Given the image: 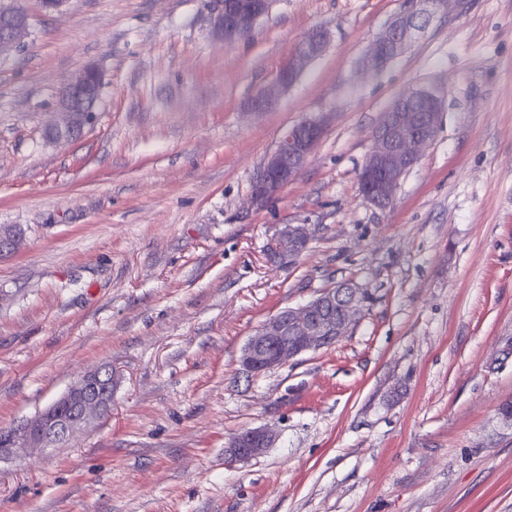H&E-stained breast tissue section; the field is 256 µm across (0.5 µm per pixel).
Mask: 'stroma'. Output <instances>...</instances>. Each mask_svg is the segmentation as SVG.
<instances>
[{
  "label": "stroma",
  "instance_id": "stroma-1",
  "mask_svg": "<svg viewBox=\"0 0 512 512\" xmlns=\"http://www.w3.org/2000/svg\"><path fill=\"white\" fill-rule=\"evenodd\" d=\"M0 55V429L111 366L112 407L64 446L0 460V512H512V0H449L382 72L399 0H271L225 45L214 0H69ZM331 39L272 108L250 101L316 28ZM94 66L96 118L52 142L59 93ZM442 102L391 209L358 173L399 95ZM322 119L265 206L254 174ZM311 240L292 263L280 225ZM350 281L337 343L259 375L241 350L277 312ZM272 448L228 465L229 437ZM321 120H307L288 129L267 155L252 185V202L263 206L296 177L323 134ZM309 234L304 224H283L267 245L270 260L283 262L299 258L307 249ZM275 440V433L267 427L249 428L236 433L224 448V462L235 464L259 457L267 448H272Z\"/></svg>",
  "mask_w": 512,
  "mask_h": 512
}]
</instances>
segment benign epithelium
<instances>
[{"label": "benign epithelium", "mask_w": 512, "mask_h": 512, "mask_svg": "<svg viewBox=\"0 0 512 512\" xmlns=\"http://www.w3.org/2000/svg\"><path fill=\"white\" fill-rule=\"evenodd\" d=\"M448 0H400L399 11L370 43L365 62L373 71L383 70L403 54L423 32L421 24L443 12ZM269 0H217L215 33L227 45L246 39L268 11ZM30 14L23 0L0 3V54L22 46L30 34ZM329 32L310 33L288 60V72L256 92V110L272 107L305 68L325 49ZM102 78L93 68L77 73L60 93L61 123L53 126L57 139H77L94 118ZM441 102L421 89L402 94L382 113L373 132L372 147L359 172L360 191L372 206L384 210L393 204L403 177L418 163L423 146L433 140L440 120ZM323 134V123L307 120L288 129L267 155L252 185V202L262 206L296 177ZM304 224H283L267 245L272 261H293L307 249ZM367 302V294L351 283L327 289L312 301L283 310L266 320L242 350L240 364L252 374L282 367L310 350L338 342L354 324ZM112 367L83 373L59 399L17 426L0 431V460L28 448H55L66 443L91 420L112 406ZM275 433L256 427L234 434L224 448V462L254 459L273 446Z\"/></svg>", "instance_id": "obj_1"}]
</instances>
